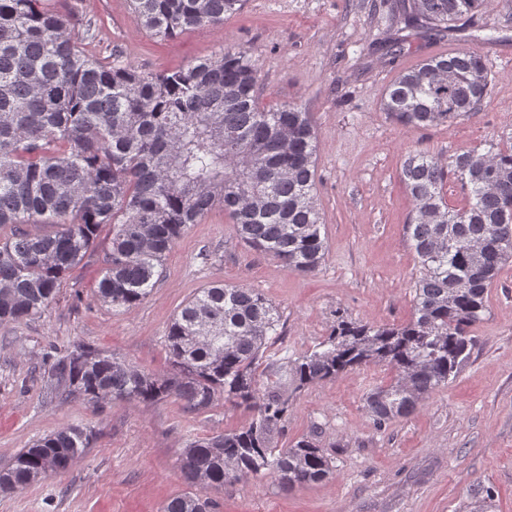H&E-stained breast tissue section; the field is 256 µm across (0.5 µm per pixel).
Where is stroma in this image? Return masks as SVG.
I'll return each mask as SVG.
<instances>
[{
  "label": "stroma",
  "instance_id": "1",
  "mask_svg": "<svg viewBox=\"0 0 512 512\" xmlns=\"http://www.w3.org/2000/svg\"><path fill=\"white\" fill-rule=\"evenodd\" d=\"M76 49L120 50L145 73L179 69L222 49H246L259 67L258 96L271 108L295 104L317 132L318 204L327 255L316 274L288 270L235 235L223 209L188 225L167 253L149 296L116 311L97 295L109 229L71 272L40 316L0 325V467L35 440L78 425L92 431L83 456L64 473L0 496V512H159L188 491L180 471L187 444L252 419L216 400L190 414L179 400L132 405L56 397L48 356L79 343L108 351L141 371L169 373L167 327L212 282L262 293L281 316L289 357L310 350L337 314L373 325L412 315L419 274L405 226L412 202L400 174L407 155L448 158L512 136V0H490L480 18L486 39H412L396 56L372 51L389 25L383 0H246L223 26L189 29L156 42L127 0H51ZM485 57L491 93L474 116L405 128L379 110L386 87L421 60L457 51ZM475 345L457 377L411 415L376 426L365 407L393 372L348 371L293 393L278 447L309 437L331 461L323 482L284 487L258 475L216 491L219 512H474L494 492L491 512H512V261L486 293Z\"/></svg>",
  "mask_w": 512,
  "mask_h": 512
}]
</instances>
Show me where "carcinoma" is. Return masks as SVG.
<instances>
[{
	"label": "carcinoma",
	"mask_w": 512,
	"mask_h": 512,
	"mask_svg": "<svg viewBox=\"0 0 512 512\" xmlns=\"http://www.w3.org/2000/svg\"><path fill=\"white\" fill-rule=\"evenodd\" d=\"M244 0H129L150 36L167 40L219 26ZM487 0H408L381 41L402 49L403 31L429 38L482 31ZM258 68L244 49L219 51L186 67L146 74L121 52L78 51L47 0H0V325L41 314L66 274L93 250L103 224L111 236L98 293L109 306L143 301L185 227L217 206L238 237L292 272L312 275L325 259L317 207L316 132L309 113L285 104L261 109ZM490 93L486 60L460 51L401 72L381 110L404 127L451 124L480 110ZM414 210L406 240L419 264L412 318L373 326L342 315L312 350L283 355L280 315L240 284L201 289L167 330L171 372L146 374L91 345L50 359L57 396L148 404L169 397L192 412L217 397L251 408L241 428L192 441L181 472L199 488L168 499L161 512H217L207 497L227 482L270 474L283 485L324 481L331 468L308 439L275 438L294 390L356 367L385 365L394 381L365 398L381 426L414 413L471 355L473 325L500 266L512 260V145L472 148L443 163L415 151L402 172ZM460 184L464 203L444 187ZM28 224L54 230L33 233ZM268 373L260 383L258 368ZM92 434L65 427L20 450L0 468V496L67 471Z\"/></svg>",
	"instance_id": "cac0c4a2"
}]
</instances>
